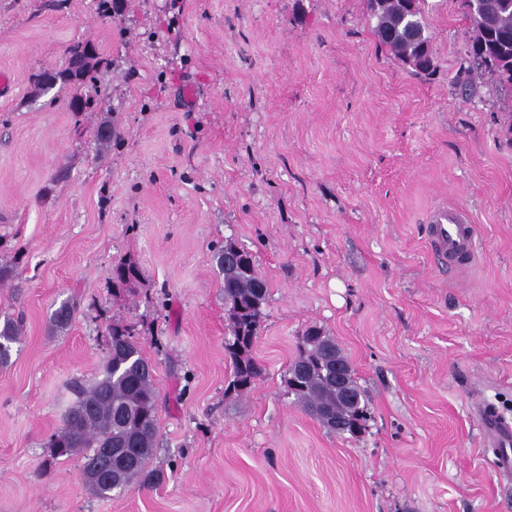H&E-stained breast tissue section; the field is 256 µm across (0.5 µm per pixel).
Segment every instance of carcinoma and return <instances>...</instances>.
<instances>
[{
  "label": "carcinoma",
  "mask_w": 512,
  "mask_h": 512,
  "mask_svg": "<svg viewBox=\"0 0 512 512\" xmlns=\"http://www.w3.org/2000/svg\"><path fill=\"white\" fill-rule=\"evenodd\" d=\"M372 31L379 43L417 75L430 76L436 69L431 37L423 19L421 0H367ZM471 24L467 56L471 69L488 77L493 85L512 93V0H460ZM94 67L93 57L79 69L44 71L37 84L51 87L58 82H82ZM232 257H227V254ZM222 277L227 331L225 352L232 364L229 386L248 391L262 375L253 356L261 328L268 289L253 254L228 239L215 253ZM140 276L129 262L113 270L118 286H129ZM76 306L62 304L51 316L55 333L70 324ZM24 318L8 316L0 326V363L8 362L11 345L18 342ZM111 349L101 378L92 383L71 381L70 404L57 430L49 436L51 460L80 458V470H95L112 457V479L85 485L94 497L108 498L117 489L141 482L150 484L159 473L149 464L158 447L159 394L152 366L133 340L131 329L114 323L109 329ZM288 393L294 402L310 412L324 427L351 438L366 431L367 401L354 370L336 340L319 328L307 329L297 353L288 366Z\"/></svg>",
  "instance_id": "cac0c4a2"
}]
</instances>
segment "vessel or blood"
<instances>
[{
	"label": "vessel or blood",
	"instance_id": "obj_1",
	"mask_svg": "<svg viewBox=\"0 0 512 512\" xmlns=\"http://www.w3.org/2000/svg\"><path fill=\"white\" fill-rule=\"evenodd\" d=\"M431 251L448 266L468 267L475 260L474 228L469 213L457 207H438L427 216ZM480 415L488 434L489 447L497 455L494 466L499 475H512V422L490 403L482 404Z\"/></svg>",
	"mask_w": 512,
	"mask_h": 512
}]
</instances>
